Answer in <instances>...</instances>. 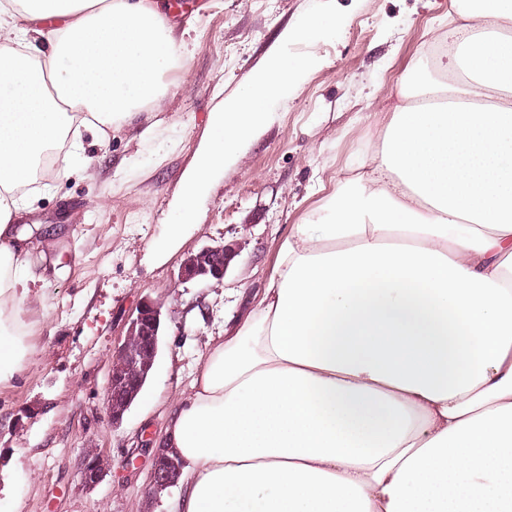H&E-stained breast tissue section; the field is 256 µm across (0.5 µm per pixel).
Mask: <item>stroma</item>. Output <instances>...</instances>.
<instances>
[{
  "label": "stroma",
  "instance_id": "obj_1",
  "mask_svg": "<svg viewBox=\"0 0 512 512\" xmlns=\"http://www.w3.org/2000/svg\"><path fill=\"white\" fill-rule=\"evenodd\" d=\"M166 2L185 49L165 76L162 110L114 123L90 149L101 163L49 176L19 217L43 279L40 303L24 307L37 354L0 388V512H170L175 488L147 493L169 407L225 320L262 288L289 225L310 218L372 150L378 112L408 68L428 64L451 9L450 0ZM312 16L322 36L285 40ZM274 52L303 72L264 131L214 171L176 246L158 254L215 113ZM152 123L156 133L142 138ZM47 230L54 245L42 253ZM224 242L240 250L223 282L181 281L190 253ZM147 297L166 314L162 341L115 427L105 404L112 361ZM91 448L106 475L88 490L77 468Z\"/></svg>",
  "mask_w": 512,
  "mask_h": 512
}]
</instances>
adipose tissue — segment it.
Here are the masks:
<instances>
[{"instance_id": "1", "label": "adipose tissue", "mask_w": 512, "mask_h": 512, "mask_svg": "<svg viewBox=\"0 0 512 512\" xmlns=\"http://www.w3.org/2000/svg\"><path fill=\"white\" fill-rule=\"evenodd\" d=\"M375 146L291 225L159 439L191 465L172 512H512V0H454ZM181 44L156 0H0V386L34 354L13 219L41 156L159 108ZM300 67L227 100L171 233Z\"/></svg>"}]
</instances>
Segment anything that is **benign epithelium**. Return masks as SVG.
<instances>
[{
	"instance_id": "obj_1",
	"label": "benign epithelium",
	"mask_w": 512,
	"mask_h": 512,
	"mask_svg": "<svg viewBox=\"0 0 512 512\" xmlns=\"http://www.w3.org/2000/svg\"><path fill=\"white\" fill-rule=\"evenodd\" d=\"M238 248L232 244L206 246L188 256L181 268V278L196 277L224 279ZM163 320L162 305L144 300L131 319L124 342L118 347L106 389V411L112 424L122 422L131 407L148 371L152 368L159 348L158 331ZM184 462L171 448H158L154 455L149 493L158 494L174 486L181 476ZM102 455L89 450L80 468V483L87 489L95 488L104 477Z\"/></svg>"
}]
</instances>
